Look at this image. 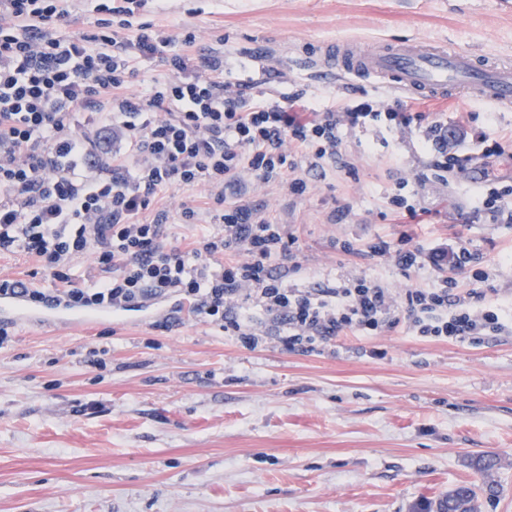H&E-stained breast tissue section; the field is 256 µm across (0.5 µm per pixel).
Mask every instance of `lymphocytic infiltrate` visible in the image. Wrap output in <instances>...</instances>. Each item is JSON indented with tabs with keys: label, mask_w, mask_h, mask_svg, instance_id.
I'll return each mask as SVG.
<instances>
[{
	"label": "lymphocytic infiltrate",
	"mask_w": 512,
	"mask_h": 512,
	"mask_svg": "<svg viewBox=\"0 0 512 512\" xmlns=\"http://www.w3.org/2000/svg\"><path fill=\"white\" fill-rule=\"evenodd\" d=\"M140 0L99 4L95 28L63 34L69 0H0V253L21 251L50 271L55 288L0 276V298L29 304L66 302L101 311L141 307L149 296L179 294L197 319L256 350L275 339L291 352L328 348L348 334L376 336L404 325L414 336L462 342L512 329V301L493 302L463 245L424 246L410 234L376 238L364 249L347 240L343 254L390 259L401 271L430 269L431 285L395 295L379 277L333 286H286L284 260L298 242L289 225L246 203L250 185L274 184L303 195V171L356 167L343 153L342 132L378 126H424L428 163L417 183H447L476 165L473 214L512 223V180L493 157L461 154L471 133L451 128L441 112L401 104L380 110L368 96L320 109L305 89L279 96L243 84L229 88L220 56L198 53L194 35L174 39L152 23L132 25ZM163 62L170 76L135 89L139 64ZM93 119L81 132L80 113ZM408 180L387 198L395 222L431 216ZM203 196L180 209L182 223L214 215L200 240H169L173 189ZM92 254L96 275L75 285L70 274Z\"/></svg>",
	"instance_id": "f902f5d3"
}]
</instances>
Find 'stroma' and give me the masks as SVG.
I'll return each mask as SVG.
<instances>
[{
	"mask_svg": "<svg viewBox=\"0 0 512 512\" xmlns=\"http://www.w3.org/2000/svg\"><path fill=\"white\" fill-rule=\"evenodd\" d=\"M135 23L194 33L223 51L230 83L306 85L319 104L361 89L391 106L384 84L322 73L332 43L372 50L408 40L512 61V11L498 0H143ZM435 109L491 137L512 131V110L465 93ZM421 127L347 130L357 177L328 171L285 201L256 184L248 200L291 224L298 288L356 276L394 293L431 284L430 269L403 274L386 261L338 253L378 237L460 240L480 256L499 294L512 293V223H469L467 174L420 186L429 224H395L385 207L395 178L413 180L427 160ZM350 212L339 213L343 202ZM172 299L113 318L50 330L8 325L0 346V512H417L473 481L471 456L497 460L493 499L481 512H512V333L474 344L422 339L398 326L341 336L335 352L251 350L217 325L159 314ZM382 357H369V349ZM99 351L104 368L90 366Z\"/></svg>",
	"mask_w": 512,
	"mask_h": 512,
	"instance_id": "obj_1",
	"label": "stroma"
}]
</instances>
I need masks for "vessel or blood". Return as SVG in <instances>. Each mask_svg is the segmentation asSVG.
Segmentation results:
<instances>
[{
  "label": "vessel or blood",
  "instance_id": "obj_1",
  "mask_svg": "<svg viewBox=\"0 0 512 512\" xmlns=\"http://www.w3.org/2000/svg\"><path fill=\"white\" fill-rule=\"evenodd\" d=\"M324 59L337 76L379 81L408 97L444 99L464 92L512 106V64L481 63L457 49L414 41L366 53L345 43L325 50Z\"/></svg>",
  "mask_w": 512,
  "mask_h": 512
}]
</instances>
